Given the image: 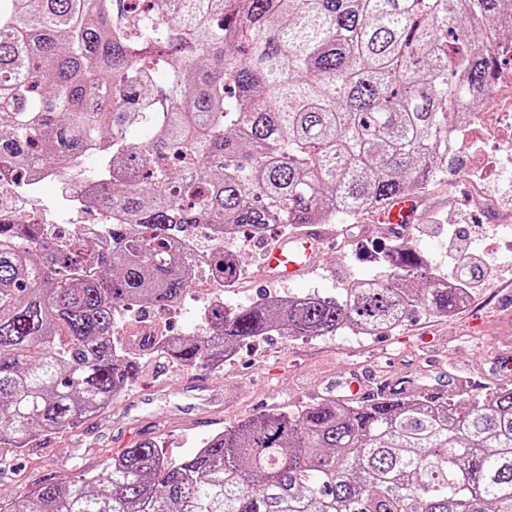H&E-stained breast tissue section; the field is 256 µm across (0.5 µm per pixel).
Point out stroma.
<instances>
[{"label": "stroma", "instance_id": "1", "mask_svg": "<svg viewBox=\"0 0 512 512\" xmlns=\"http://www.w3.org/2000/svg\"><path fill=\"white\" fill-rule=\"evenodd\" d=\"M471 160L466 148L449 155L447 175L419 195L420 218L404 237L444 274L448 271L449 231L465 224L478 226L473 248L497 259L485 288L454 315L441 317L418 308L394 330L375 336L348 332L291 339L276 334L243 343L223 369L201 370L213 389L227 396L224 424L273 407L290 410L323 395H343V384L353 374L387 383L409 382L413 395L431 394L440 385L446 399L464 390L475 393L497 386L512 387V374H503L495 367L499 354L512 353V221L503 222L500 215L475 205L468 184L459 175ZM373 222L372 213L366 212L326 225L319 267L295 285L272 287L260 281L261 242H228V249L240 254L244 272L236 288L225 293V304H248L272 289L281 296L314 289L335 294L352 280L382 273L379 254L396 238L374 231ZM206 306V300L190 293L173 313L150 308L120 312L113 338L125 343L127 329L142 317L161 324L169 333L205 332ZM188 374L184 367L150 356L139 380L126 391L131 397L161 389L151 416L159 421L154 429L156 437L163 440L167 455L174 460L195 452L213 433L212 428H195L184 422L179 399L163 395L164 389L180 384ZM464 379L469 385L463 390L459 383ZM122 424L121 405L116 402L107 412L86 420L81 440L60 432L20 453L1 449L0 457L9 459L10 464L0 472V496L7 498L45 481L63 482L76 473L100 468L108 457L122 450V443L113 438L114 429Z\"/></svg>", "mask_w": 512, "mask_h": 512}]
</instances>
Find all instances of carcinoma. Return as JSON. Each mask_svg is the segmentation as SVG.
<instances>
[{"mask_svg": "<svg viewBox=\"0 0 512 512\" xmlns=\"http://www.w3.org/2000/svg\"><path fill=\"white\" fill-rule=\"evenodd\" d=\"M512 0H0V177L79 156L88 203L112 204V248L60 246L41 222H0V448L74 429L134 384L117 309H171L195 256L238 280L224 239L264 238L419 192L448 163L458 101L484 104ZM142 127L136 146L129 132ZM386 274L337 294L229 309L157 354L212 369L240 344L365 335L423 307L446 316L465 282L401 242ZM0 512H512V388L457 400L313 401L270 409L173 461L145 438L96 473L0 500Z\"/></svg>", "mask_w": 512, "mask_h": 512, "instance_id": "carcinoma-1", "label": "carcinoma"}]
</instances>
